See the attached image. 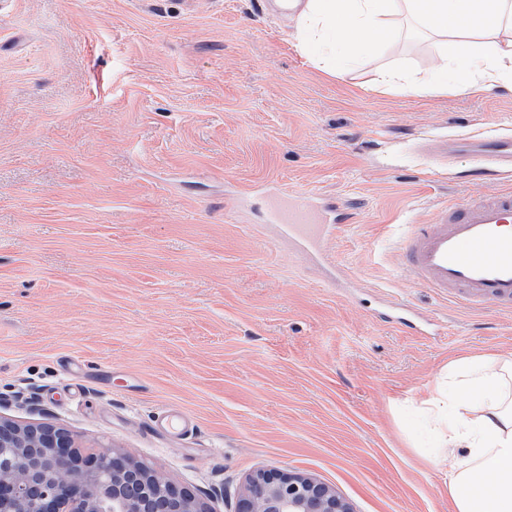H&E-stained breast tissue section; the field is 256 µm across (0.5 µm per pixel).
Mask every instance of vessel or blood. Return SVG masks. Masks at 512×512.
<instances>
[{
    "label": "vessel or blood",
    "instance_id": "vessel-or-blood-1",
    "mask_svg": "<svg viewBox=\"0 0 512 512\" xmlns=\"http://www.w3.org/2000/svg\"><path fill=\"white\" fill-rule=\"evenodd\" d=\"M454 151L479 161L512 169V128L493 134L477 132L454 139ZM348 213L327 204L312 186L273 193L266 221L285 229L297 248L319 247L348 228ZM409 273L425 287L447 294L460 291L471 307L487 299L512 312V191L470 198L443 208L431 223L414 225L404 246ZM155 426L176 435L188 434L191 422L181 411L164 408Z\"/></svg>",
    "mask_w": 512,
    "mask_h": 512
}]
</instances>
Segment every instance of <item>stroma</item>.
<instances>
[{
  "label": "stroma",
  "mask_w": 512,
  "mask_h": 512,
  "mask_svg": "<svg viewBox=\"0 0 512 512\" xmlns=\"http://www.w3.org/2000/svg\"><path fill=\"white\" fill-rule=\"evenodd\" d=\"M440 50L390 37L334 76L272 0H0V417L140 461L206 512H236L258 470L353 512H454L420 409L459 360L512 361V313L414 283L399 247L512 188L429 153L512 126V91L376 88ZM274 182L353 213L323 260L262 222ZM76 357L96 367L79 385ZM164 406L194 433L154 432Z\"/></svg>",
  "instance_id": "obj_1"
}]
</instances>
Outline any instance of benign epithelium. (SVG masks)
Listing matches in <instances>:
<instances>
[{"label":"benign epithelium","mask_w":512,"mask_h":512,"mask_svg":"<svg viewBox=\"0 0 512 512\" xmlns=\"http://www.w3.org/2000/svg\"><path fill=\"white\" fill-rule=\"evenodd\" d=\"M0 512H205L145 465L76 446L50 425L0 418ZM237 512H351L334 489L297 472L258 471Z\"/></svg>","instance_id":"benign-epithelium-1"}]
</instances>
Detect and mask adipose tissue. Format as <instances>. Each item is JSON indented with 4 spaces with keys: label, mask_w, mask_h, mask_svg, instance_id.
<instances>
[{
    "label": "adipose tissue",
    "mask_w": 512,
    "mask_h": 512,
    "mask_svg": "<svg viewBox=\"0 0 512 512\" xmlns=\"http://www.w3.org/2000/svg\"><path fill=\"white\" fill-rule=\"evenodd\" d=\"M301 48L329 69L373 62L396 20L438 42L414 91L512 89V0H288ZM429 403L432 457L452 460L456 512H512V364L465 363ZM490 488H475L477 476Z\"/></svg>",
    "instance_id": "adipose-tissue-1"
}]
</instances>
